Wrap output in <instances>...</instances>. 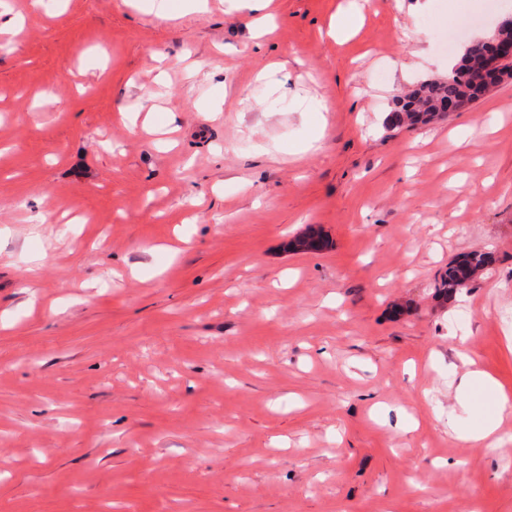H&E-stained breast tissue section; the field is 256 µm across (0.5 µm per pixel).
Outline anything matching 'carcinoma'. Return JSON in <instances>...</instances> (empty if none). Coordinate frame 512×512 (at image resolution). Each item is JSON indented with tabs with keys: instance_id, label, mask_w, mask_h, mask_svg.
Wrapping results in <instances>:
<instances>
[{
	"instance_id": "carcinoma-1",
	"label": "carcinoma",
	"mask_w": 512,
	"mask_h": 512,
	"mask_svg": "<svg viewBox=\"0 0 512 512\" xmlns=\"http://www.w3.org/2000/svg\"><path fill=\"white\" fill-rule=\"evenodd\" d=\"M486 44L478 41L462 54L454 66V71L442 82H429L419 89L396 97L391 112L394 126L426 125L434 120L429 110L434 102L449 101L467 97L476 102L483 97L481 77L476 75L477 65ZM492 264L489 254L473 251L459 256L448 264V268L435 286L436 296L446 298L466 286L472 280V270Z\"/></svg>"
}]
</instances>
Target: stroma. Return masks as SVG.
I'll return each instance as SVG.
<instances>
[{
	"instance_id": "stroma-1",
	"label": "stroma",
	"mask_w": 512,
	"mask_h": 512,
	"mask_svg": "<svg viewBox=\"0 0 512 512\" xmlns=\"http://www.w3.org/2000/svg\"><path fill=\"white\" fill-rule=\"evenodd\" d=\"M361 2L0 0V512H512V81L387 125L512 0ZM492 258L489 254L473 251L459 256L448 264V268L441 277L440 283L435 286L436 296L448 298L473 279L471 270L480 265L489 266ZM481 397L483 402L480 403ZM487 397L490 401L484 402ZM456 398L465 409L485 405L487 411L482 424L467 434L471 440L495 444L498 441L501 413L510 402L499 384L481 371H470L461 377L456 388Z\"/></svg>"
}]
</instances>
